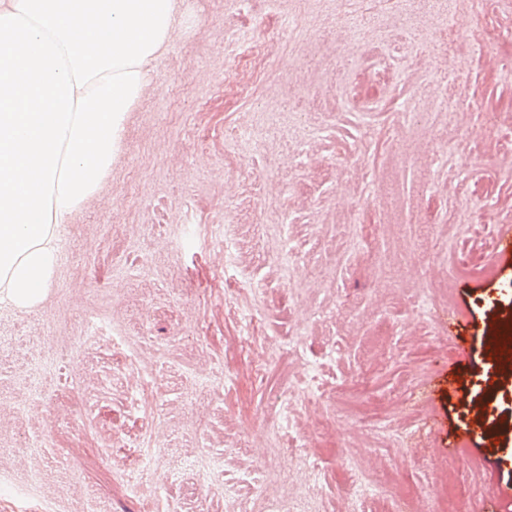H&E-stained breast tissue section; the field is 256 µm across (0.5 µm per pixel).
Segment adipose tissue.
Listing matches in <instances>:
<instances>
[{
	"label": "adipose tissue",
	"mask_w": 512,
	"mask_h": 512,
	"mask_svg": "<svg viewBox=\"0 0 512 512\" xmlns=\"http://www.w3.org/2000/svg\"><path fill=\"white\" fill-rule=\"evenodd\" d=\"M180 22L177 0H0V299L42 303Z\"/></svg>",
	"instance_id": "1"
}]
</instances>
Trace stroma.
<instances>
[{"mask_svg":"<svg viewBox=\"0 0 512 512\" xmlns=\"http://www.w3.org/2000/svg\"><path fill=\"white\" fill-rule=\"evenodd\" d=\"M179 12L108 179L57 230L46 300L0 302V512H276L295 481L292 512H401L404 483L427 508L512 512V378L487 380L483 350L512 330V257L493 258L512 0L480 13L497 43L451 48L448 0ZM466 247L483 274L458 272ZM308 364L320 405L284 411ZM478 394L497 428L475 440ZM435 319L449 338H460V331L466 323L460 318L459 313L454 309H440L435 312Z\"/></svg>","mask_w":512,"mask_h":512,"instance_id":"stroma-1","label":"stroma"}]
</instances>
